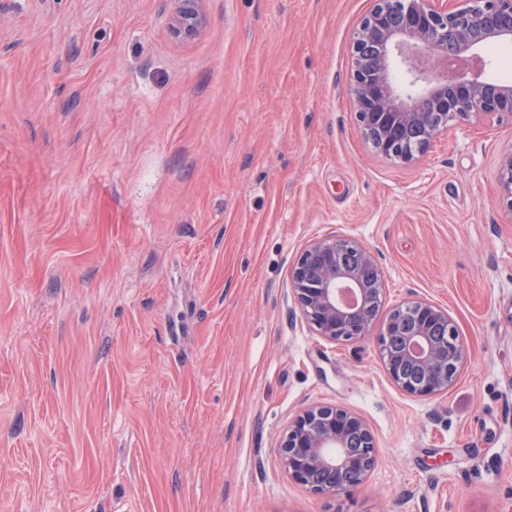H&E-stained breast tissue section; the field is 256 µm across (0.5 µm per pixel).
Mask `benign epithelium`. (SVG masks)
I'll use <instances>...</instances> for the list:
<instances>
[{
	"mask_svg": "<svg viewBox=\"0 0 512 512\" xmlns=\"http://www.w3.org/2000/svg\"><path fill=\"white\" fill-rule=\"evenodd\" d=\"M172 31L194 35L205 23L202 0H171ZM373 0L350 43L349 93L364 141L378 155L408 163L434 139L472 119L512 121V84L485 80L477 50L512 39V0ZM501 203L512 212V153L498 163ZM295 309L329 341L376 335L399 352L383 358L393 384L418 397L445 393L458 379L465 349L447 310L416 300L379 319L382 271L357 240L336 234L309 241L290 269ZM361 450L349 449L353 436ZM277 453L288 476L323 497L364 484L378 463L359 415L332 405L299 411Z\"/></svg>",
	"mask_w": 512,
	"mask_h": 512,
	"instance_id": "7a95c632",
	"label": "benign epithelium"
}]
</instances>
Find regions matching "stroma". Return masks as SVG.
Listing matches in <instances>:
<instances>
[{
  "label": "stroma",
  "instance_id": "1",
  "mask_svg": "<svg viewBox=\"0 0 512 512\" xmlns=\"http://www.w3.org/2000/svg\"><path fill=\"white\" fill-rule=\"evenodd\" d=\"M372 0H0V512H512V123L401 165L349 97ZM340 233L384 309L445 308L457 382L401 392L375 338L331 342L290 269ZM313 404L378 464L310 494L276 448ZM203 0H171L172 31L178 36L194 35L205 23V15L201 9ZM498 183L501 203L512 212V153L499 160Z\"/></svg>",
  "mask_w": 512,
  "mask_h": 512
}]
</instances>
